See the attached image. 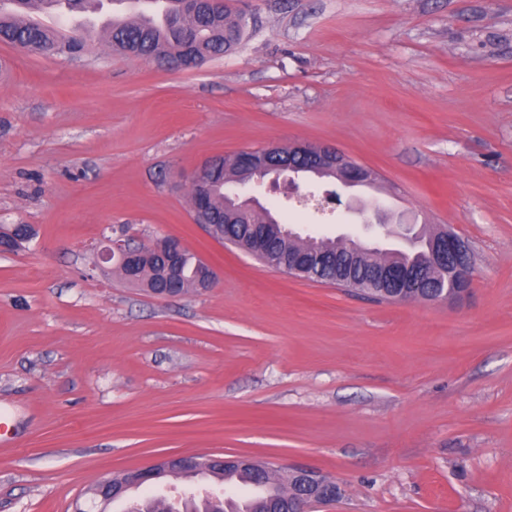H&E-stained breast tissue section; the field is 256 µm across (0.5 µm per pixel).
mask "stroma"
Instances as JSON below:
<instances>
[{
  "label": "stroma",
  "mask_w": 512,
  "mask_h": 512,
  "mask_svg": "<svg viewBox=\"0 0 512 512\" xmlns=\"http://www.w3.org/2000/svg\"><path fill=\"white\" fill-rule=\"evenodd\" d=\"M252 16L189 70L0 44V512H72L177 454L336 480L315 512H512V0H231ZM327 144L398 222L468 240L469 292L379 302L271 269L195 224L207 158ZM301 234L392 239L248 184ZM179 239L212 288L164 298L97 253ZM30 235L26 224H14L10 228L0 226V255L12 254L21 248Z\"/></svg>",
  "instance_id": "35a3bbf8"
}]
</instances>
